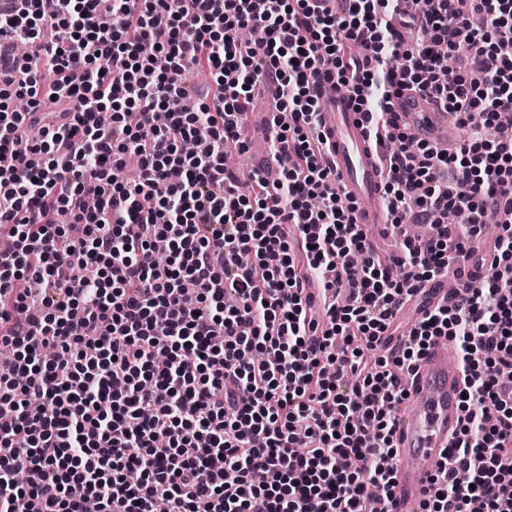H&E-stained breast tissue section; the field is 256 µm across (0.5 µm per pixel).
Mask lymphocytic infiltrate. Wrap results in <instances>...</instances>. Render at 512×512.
Here are the masks:
<instances>
[{"instance_id":"1","label":"lymphocytic infiltrate","mask_w":512,"mask_h":512,"mask_svg":"<svg viewBox=\"0 0 512 512\" xmlns=\"http://www.w3.org/2000/svg\"><path fill=\"white\" fill-rule=\"evenodd\" d=\"M2 68L20 76L0 88V512H153L161 486L168 512H381L402 381L443 338L463 417L419 512H512V388L487 373L512 372V225L474 245L512 213V0H0ZM193 69L216 89L188 111ZM326 78L384 149L391 262L328 157ZM269 81L279 172L245 193L232 158ZM403 90L466 142L391 133ZM131 155L137 180L113 182ZM411 220L442 231L415 241ZM451 269L465 294L401 328Z\"/></svg>"}]
</instances>
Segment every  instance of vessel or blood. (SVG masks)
Returning a JSON list of instances; mask_svg holds the SVG:
<instances>
[{
	"label": "vessel or blood",
	"mask_w": 512,
	"mask_h": 512,
	"mask_svg": "<svg viewBox=\"0 0 512 512\" xmlns=\"http://www.w3.org/2000/svg\"><path fill=\"white\" fill-rule=\"evenodd\" d=\"M322 126L329 155L336 163L346 194L358 201L357 223L387 224L390 215L381 186L386 173L369 136L363 113L331 83L321 88ZM398 128L435 146L451 144L454 123L433 96L405 90L393 99ZM463 373L454 349L438 341L407 385V397L398 415L396 486L386 512H418L428 479L440 466L459 429Z\"/></svg>",
	"instance_id": "1"
}]
</instances>
